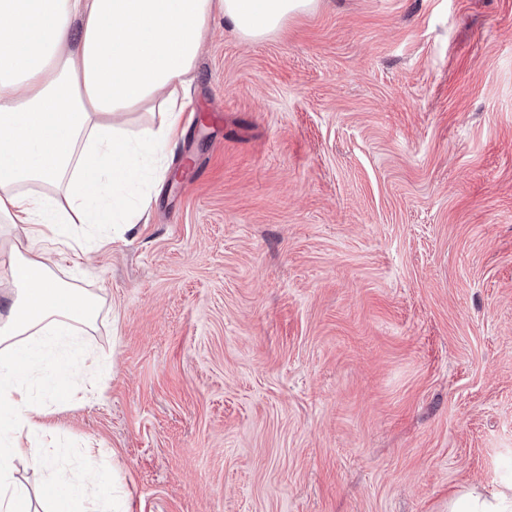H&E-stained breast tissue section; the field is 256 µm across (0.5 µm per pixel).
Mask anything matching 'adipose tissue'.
Masks as SVG:
<instances>
[{"mask_svg": "<svg viewBox=\"0 0 512 512\" xmlns=\"http://www.w3.org/2000/svg\"><path fill=\"white\" fill-rule=\"evenodd\" d=\"M316 0H0V223L21 226L12 288L0 297V512H30L13 476L46 434L32 381L72 377L66 349L92 327L99 300L63 286L51 253L72 220L131 223V188L161 167L181 133L189 76L213 16L247 41L274 34ZM131 112H156L158 127L132 130ZM84 476L52 472L42 489L53 512L104 508L109 490L84 449ZM448 512H512V486L453 497Z\"/></svg>", "mask_w": 512, "mask_h": 512, "instance_id": "ef3b65f1", "label": "adipose tissue"}]
</instances>
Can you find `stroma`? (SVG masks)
<instances>
[{"mask_svg": "<svg viewBox=\"0 0 512 512\" xmlns=\"http://www.w3.org/2000/svg\"><path fill=\"white\" fill-rule=\"evenodd\" d=\"M143 223L61 245L100 299L40 443L132 512H448L512 485V0L214 18ZM215 112L219 122L197 126Z\"/></svg>", "mask_w": 512, "mask_h": 512, "instance_id": "1", "label": "stroma"}]
</instances>
